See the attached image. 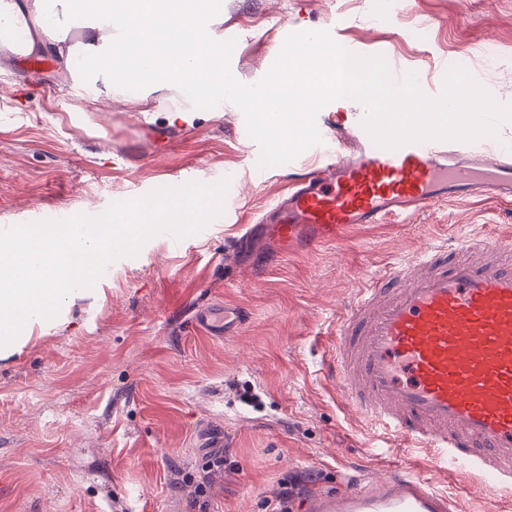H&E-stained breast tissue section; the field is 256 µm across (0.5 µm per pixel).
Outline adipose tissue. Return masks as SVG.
<instances>
[{"label":"adipose tissue","mask_w":512,"mask_h":512,"mask_svg":"<svg viewBox=\"0 0 512 512\" xmlns=\"http://www.w3.org/2000/svg\"><path fill=\"white\" fill-rule=\"evenodd\" d=\"M85 3L0 0V50L27 56L50 48L65 62L81 54L94 75L89 97L95 103L122 94L113 66L118 58L155 92L181 87L187 79L200 99L233 93L224 46L209 29L212 0H103L74 43L70 22Z\"/></svg>","instance_id":"1"}]
</instances>
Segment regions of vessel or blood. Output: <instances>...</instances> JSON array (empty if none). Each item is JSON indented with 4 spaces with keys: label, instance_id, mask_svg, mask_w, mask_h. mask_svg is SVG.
<instances>
[{
    "label": "vessel or blood",
    "instance_id": "1",
    "mask_svg": "<svg viewBox=\"0 0 512 512\" xmlns=\"http://www.w3.org/2000/svg\"><path fill=\"white\" fill-rule=\"evenodd\" d=\"M344 100L322 121L321 166L292 179L257 225L284 254L345 241L364 224H394L446 200L512 198V161L466 143L377 146ZM214 336L239 335L242 311L194 312ZM356 415L392 440L423 448L446 472L512 485V231L430 244L366 276L342 308L324 360ZM308 512H452L404 459L368 481L314 494Z\"/></svg>",
    "mask_w": 512,
    "mask_h": 512
}]
</instances>
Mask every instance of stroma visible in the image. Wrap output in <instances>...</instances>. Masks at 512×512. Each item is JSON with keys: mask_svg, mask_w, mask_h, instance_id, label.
Listing matches in <instances>:
<instances>
[{"mask_svg": "<svg viewBox=\"0 0 512 512\" xmlns=\"http://www.w3.org/2000/svg\"><path fill=\"white\" fill-rule=\"evenodd\" d=\"M215 37L237 44L230 61L242 83H258L296 31L338 35L340 43L421 74L441 90L446 71L467 59L483 86L512 106V0H404L396 20L364 0H215ZM428 29L425 41L413 29ZM0 53V77L20 109L0 106V230L58 216L103 213L171 186L181 175L213 183L234 177L229 206L250 223L299 173L291 162L258 165L234 104L173 118L181 94L151 95L134 111L89 104L87 68ZM512 225V202H446L402 224H365L345 242L273 263L254 238L236 247L235 225L185 237L182 249L154 236L134 257L112 262L50 320L24 326L18 352L0 353V512H270L283 483L310 480L291 502L333 491L355 471L396 464L387 440L354 414L323 370L326 334L356 294L362 272L427 243L492 236ZM241 308L239 336L209 335L196 307ZM224 430V467L209 471L199 442ZM431 487L457 512H484L478 479L461 483L421 455ZM211 483L203 502L194 489Z\"/></svg>", "mask_w": 512, "mask_h": 512, "instance_id": "1", "label": "stroma"}]
</instances>
